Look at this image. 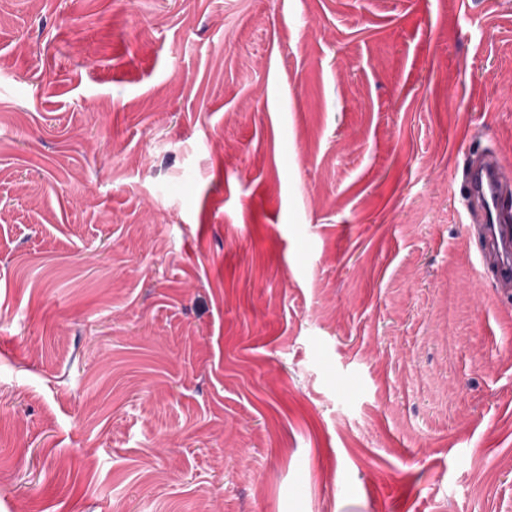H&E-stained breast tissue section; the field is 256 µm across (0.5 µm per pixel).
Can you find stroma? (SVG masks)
<instances>
[{
  "label": "stroma",
  "mask_w": 512,
  "mask_h": 512,
  "mask_svg": "<svg viewBox=\"0 0 512 512\" xmlns=\"http://www.w3.org/2000/svg\"><path fill=\"white\" fill-rule=\"evenodd\" d=\"M512 0H0V512H512ZM463 192L468 206L480 216L484 236L496 253L502 280H512V225L503 199L510 178L502 161L488 156L471 161L463 170Z\"/></svg>",
  "instance_id": "35a3bbf8"
}]
</instances>
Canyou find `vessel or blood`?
I'll list each match as a JSON object with an SVG mask.
<instances>
[{
    "mask_svg": "<svg viewBox=\"0 0 512 512\" xmlns=\"http://www.w3.org/2000/svg\"><path fill=\"white\" fill-rule=\"evenodd\" d=\"M511 183L502 161L493 156L471 161L463 170L464 195L480 216L484 236L498 257L499 275L506 281L512 280V222L503 199Z\"/></svg>",
    "mask_w": 512,
    "mask_h": 512,
    "instance_id": "obj_1",
    "label": "vessel or blood"
}]
</instances>
